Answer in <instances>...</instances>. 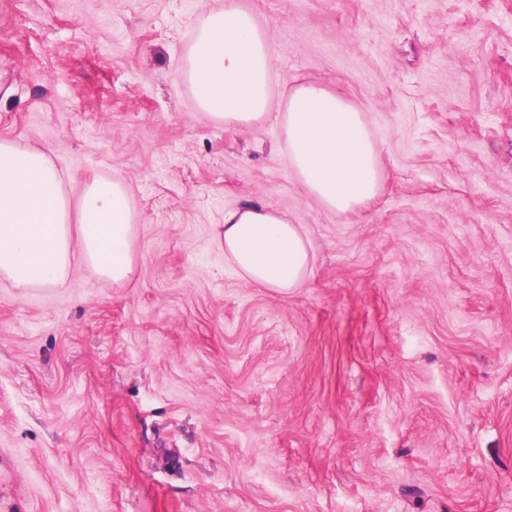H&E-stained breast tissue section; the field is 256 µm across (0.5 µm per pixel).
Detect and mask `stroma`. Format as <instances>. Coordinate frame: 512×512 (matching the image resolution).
I'll use <instances>...</instances> for the list:
<instances>
[{"mask_svg": "<svg viewBox=\"0 0 512 512\" xmlns=\"http://www.w3.org/2000/svg\"><path fill=\"white\" fill-rule=\"evenodd\" d=\"M222 2L0 0V140L136 214L125 285L0 281V512H512V0H235L273 101L371 113L386 180L349 213L273 121L197 112ZM247 202L305 225L304 287L225 258Z\"/></svg>", "mask_w": 512, "mask_h": 512, "instance_id": "35a3bbf8", "label": "stroma"}]
</instances>
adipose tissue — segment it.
<instances>
[{
    "instance_id": "ef3b65f1",
    "label": "adipose tissue",
    "mask_w": 512,
    "mask_h": 512,
    "mask_svg": "<svg viewBox=\"0 0 512 512\" xmlns=\"http://www.w3.org/2000/svg\"><path fill=\"white\" fill-rule=\"evenodd\" d=\"M265 33L232 0L207 9L183 76L199 111L228 127L279 126L296 178L327 210L348 212L375 197L383 172L371 117L318 84L274 107ZM51 149L0 140V277L16 288L62 285L74 265L120 285L134 270L131 193L96 178L71 201ZM224 255L247 282L280 292L302 287L315 259L304 225L243 204L224 213Z\"/></svg>"
}]
</instances>
